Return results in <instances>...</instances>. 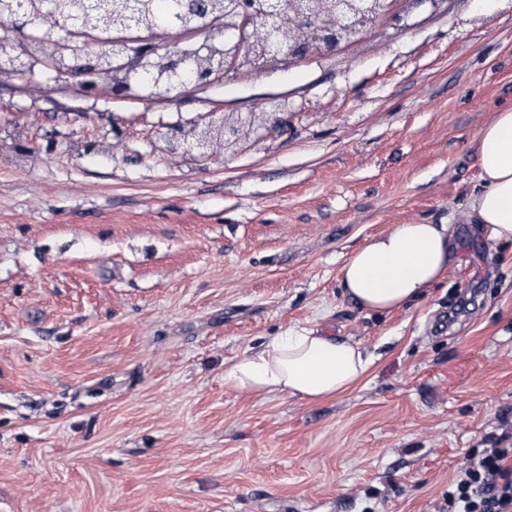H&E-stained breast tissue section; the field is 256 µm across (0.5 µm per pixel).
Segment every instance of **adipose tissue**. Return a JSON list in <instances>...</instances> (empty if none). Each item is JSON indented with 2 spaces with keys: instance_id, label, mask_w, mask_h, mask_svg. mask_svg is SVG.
I'll return each instance as SVG.
<instances>
[{
  "instance_id": "ef3b65f1",
  "label": "adipose tissue",
  "mask_w": 512,
  "mask_h": 512,
  "mask_svg": "<svg viewBox=\"0 0 512 512\" xmlns=\"http://www.w3.org/2000/svg\"><path fill=\"white\" fill-rule=\"evenodd\" d=\"M480 190L470 223L496 240L512 239V109L495 114L477 139ZM456 256L450 225L400 224L369 238L346 261L342 286L361 308L388 314L439 281ZM374 357L359 343L315 327L270 337L224 366V384L250 395H288L308 402L336 398L367 375Z\"/></svg>"
}]
</instances>
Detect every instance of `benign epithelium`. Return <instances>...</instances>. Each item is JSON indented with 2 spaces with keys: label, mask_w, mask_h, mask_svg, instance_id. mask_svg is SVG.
I'll return each instance as SVG.
<instances>
[{
  "label": "benign epithelium",
  "mask_w": 512,
  "mask_h": 512,
  "mask_svg": "<svg viewBox=\"0 0 512 512\" xmlns=\"http://www.w3.org/2000/svg\"><path fill=\"white\" fill-rule=\"evenodd\" d=\"M379 2L380 7L373 14L372 28L367 30L369 34L383 21L395 17L396 0ZM123 5L127 20L122 26L113 28L107 38L115 56V66L103 71L97 68L98 53L91 48L98 44L101 36L87 34L85 54L77 63L64 65L53 50L46 51L42 64L52 73L57 88H76L84 92L94 76L106 72L112 79L92 84V93L106 90L116 96H131L134 90L142 88L141 84L132 81V77L141 74L148 55L154 67L173 77L167 93L205 90L217 82L247 73L243 51L253 45L260 28L266 34L264 60L258 65L261 69L271 62L290 65L309 56L336 54L351 45L349 31L357 24L352 0H336L334 14L331 5H326L325 12L329 16L322 20L305 12L303 0H268L263 16L253 14L247 0H240L233 16L226 17L218 12L204 28L184 26L176 19L166 30L155 32L143 30L136 24L134 0H124ZM41 22L53 25L61 34L70 28V21L57 13L51 0L46 2ZM0 27L9 32L0 39V75L21 74L23 67L19 61L27 49L31 20L19 13L4 20ZM220 37L228 45L224 54L212 57L202 70H191L192 54L206 49ZM286 126L288 111L280 103L269 111L239 114L235 122L224 113L207 112L192 122L170 128L167 153L172 158L190 154L211 160L243 140H259L265 130Z\"/></svg>",
  "instance_id": "obj_1"
}]
</instances>
